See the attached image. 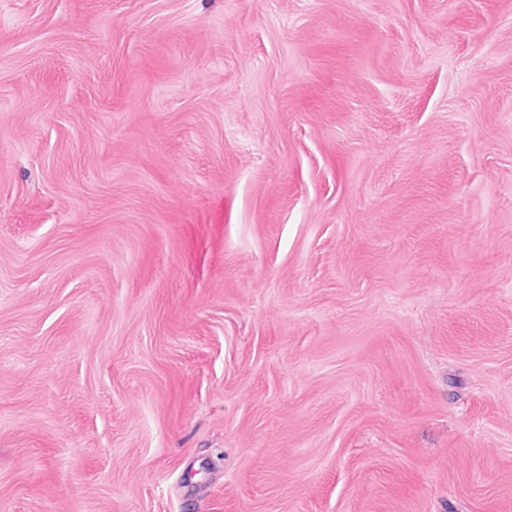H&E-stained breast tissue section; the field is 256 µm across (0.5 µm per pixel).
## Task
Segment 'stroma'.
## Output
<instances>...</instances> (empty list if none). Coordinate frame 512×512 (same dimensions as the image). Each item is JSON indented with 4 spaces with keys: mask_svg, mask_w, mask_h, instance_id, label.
<instances>
[{
    "mask_svg": "<svg viewBox=\"0 0 512 512\" xmlns=\"http://www.w3.org/2000/svg\"><path fill=\"white\" fill-rule=\"evenodd\" d=\"M0 512H512V0H0Z\"/></svg>",
    "mask_w": 512,
    "mask_h": 512,
    "instance_id": "stroma-1",
    "label": "stroma"
}]
</instances>
